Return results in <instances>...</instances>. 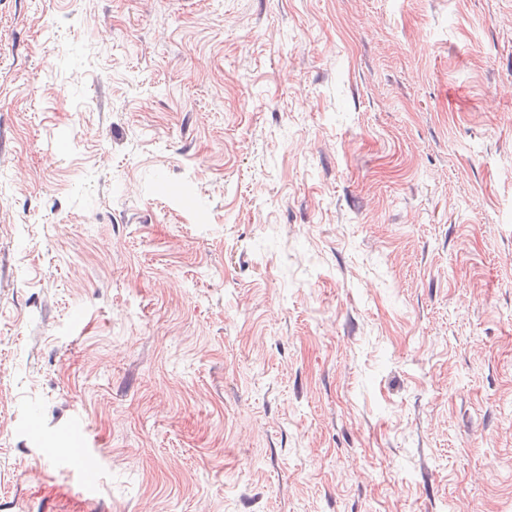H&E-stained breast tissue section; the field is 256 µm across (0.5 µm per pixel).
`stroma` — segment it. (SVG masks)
<instances>
[{"label": "stroma", "mask_w": 512, "mask_h": 512, "mask_svg": "<svg viewBox=\"0 0 512 512\" xmlns=\"http://www.w3.org/2000/svg\"><path fill=\"white\" fill-rule=\"evenodd\" d=\"M512 0H0V512H512Z\"/></svg>", "instance_id": "1"}]
</instances>
